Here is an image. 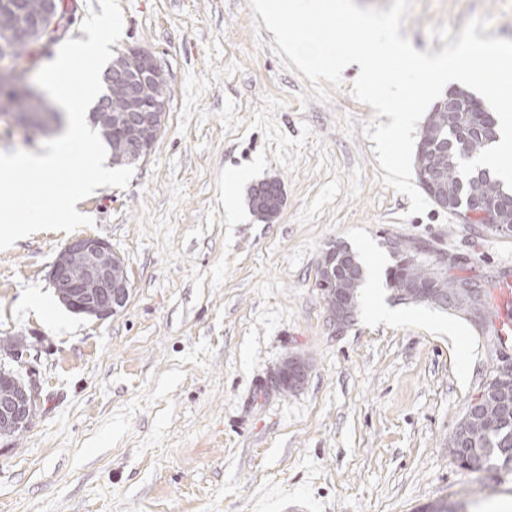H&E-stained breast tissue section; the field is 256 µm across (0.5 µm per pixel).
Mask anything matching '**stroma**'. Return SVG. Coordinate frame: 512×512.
Here are the masks:
<instances>
[{"instance_id": "35a3bbf8", "label": "stroma", "mask_w": 512, "mask_h": 512, "mask_svg": "<svg viewBox=\"0 0 512 512\" xmlns=\"http://www.w3.org/2000/svg\"><path fill=\"white\" fill-rule=\"evenodd\" d=\"M120 41L169 75L164 129L125 187L81 201L90 224L0 251V341L19 337L43 400L32 425L0 437V512H276L286 489L312 512H482L512 497V469L459 467L448 439L512 340V302L491 320L398 300L396 239L447 254L460 273L512 279V237L410 201L363 128L371 106L345 68L327 101L286 68L249 0H119ZM490 17L512 40V0H414L400 33L441 52L430 27L460 34ZM308 103H301V96ZM242 174L233 204L224 173ZM278 178L279 217L253 215V186ZM108 241L127 269V307L96 320L60 303L48 273L70 241ZM347 245L382 288L333 333L316 286L326 250ZM291 353L304 387L269 384Z\"/></svg>"}]
</instances>
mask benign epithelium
Returning <instances> with one entry per match:
<instances>
[{"instance_id":"benign-epithelium-1","label":"benign epithelium","mask_w":512,"mask_h":512,"mask_svg":"<svg viewBox=\"0 0 512 512\" xmlns=\"http://www.w3.org/2000/svg\"><path fill=\"white\" fill-rule=\"evenodd\" d=\"M77 8L67 0H44L41 11L33 24L16 25L5 33L6 41L0 43V88L36 99L38 111L19 117V120L36 129H46L57 122V114L49 112L43 91L27 80L31 64L13 55L12 45L33 43L42 47L63 38L68 30V19ZM130 53L138 56L134 69H119L116 76L126 84L128 110L114 115L112 106L103 104L93 114L94 121L110 129L117 122L127 129L121 145L127 162L134 163L146 158L152 151L163 126L167 101H147L143 89L149 84L168 83L167 74L154 53L133 47ZM454 214L466 224L480 223L487 227L496 223L494 210L482 205L460 207ZM417 255L435 266L438 274L448 272V256L431 250L420 249ZM122 258L112 251L108 242L99 237H82L68 243L57 255L50 271L49 280L61 303L68 309L97 319H107L123 311L130 298L127 271L119 270ZM342 269L336 263V250L325 254L318 268L317 287L334 294L326 306V318L330 328L339 332L354 319L355 312L347 295L335 294L332 288L335 276ZM417 295L426 302L449 310L456 305L459 295L475 297V290L467 280L454 295L428 282L416 284ZM309 374V364L298 354L283 360L273 381L284 383L293 391L304 387ZM512 380V356L505 355L486 383L494 389L502 382ZM41 388L37 379L22 375L15 369L0 365V436L27 429L40 406Z\"/></svg>"}]
</instances>
